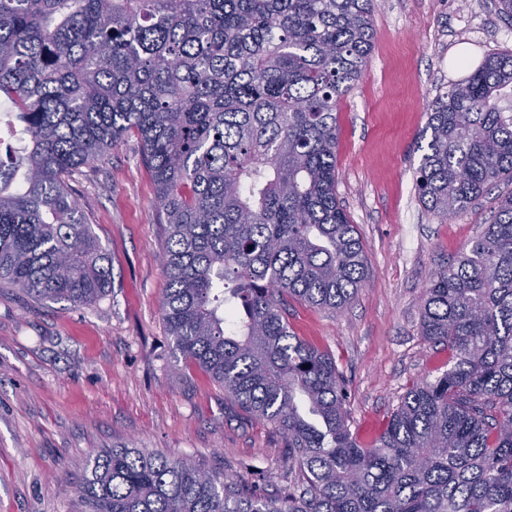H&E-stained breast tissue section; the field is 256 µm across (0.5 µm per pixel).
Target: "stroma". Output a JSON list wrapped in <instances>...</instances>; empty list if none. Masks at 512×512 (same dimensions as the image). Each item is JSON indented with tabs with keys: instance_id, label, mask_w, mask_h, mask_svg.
I'll return each mask as SVG.
<instances>
[{
	"instance_id": "35a3bbf8",
	"label": "stroma",
	"mask_w": 512,
	"mask_h": 512,
	"mask_svg": "<svg viewBox=\"0 0 512 512\" xmlns=\"http://www.w3.org/2000/svg\"><path fill=\"white\" fill-rule=\"evenodd\" d=\"M366 70L337 114L336 194L367 258L339 313L291 304L297 336L335 358L351 431L382 433L413 383L447 371L420 334L434 274L491 223L501 183L440 220L420 202L417 136L430 103L491 52H512L494 0H378ZM105 248L112 286L90 305L34 302L0 288V512H77L76 484L98 450L189 456L264 494L293 480L288 442L232 404L175 350L160 306L167 243L136 135L72 182Z\"/></svg>"
}]
</instances>
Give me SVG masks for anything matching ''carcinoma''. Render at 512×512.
I'll use <instances>...</instances> for the list:
<instances>
[{
    "instance_id": "cac0c4a2",
    "label": "carcinoma",
    "mask_w": 512,
    "mask_h": 512,
    "mask_svg": "<svg viewBox=\"0 0 512 512\" xmlns=\"http://www.w3.org/2000/svg\"><path fill=\"white\" fill-rule=\"evenodd\" d=\"M375 0H0V285L92 304L112 268L70 180L137 135L167 244L162 317L182 356L288 440L261 494L192 458L92 453L81 512H512V194L423 298L451 353L376 441L350 429L334 357L288 303L336 313L366 275L336 195L337 109L371 53ZM416 185L446 220L512 182V53L431 103ZM309 368H304V365Z\"/></svg>"
}]
</instances>
